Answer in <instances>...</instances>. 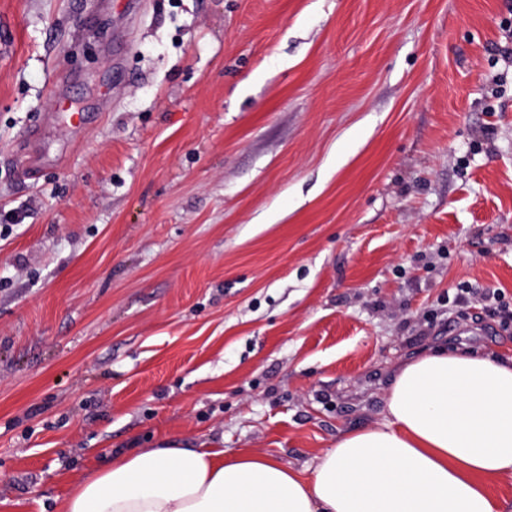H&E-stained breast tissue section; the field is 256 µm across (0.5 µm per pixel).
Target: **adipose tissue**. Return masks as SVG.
Listing matches in <instances>:
<instances>
[{"label": "adipose tissue", "instance_id": "ef3b65f1", "mask_svg": "<svg viewBox=\"0 0 512 512\" xmlns=\"http://www.w3.org/2000/svg\"><path fill=\"white\" fill-rule=\"evenodd\" d=\"M385 412L306 476L268 455L142 448L81 481L60 512H502L485 481L512 480V359L416 358Z\"/></svg>", "mask_w": 512, "mask_h": 512}]
</instances>
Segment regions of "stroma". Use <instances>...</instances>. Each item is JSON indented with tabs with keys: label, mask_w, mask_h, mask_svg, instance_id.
<instances>
[{
	"label": "stroma",
	"mask_w": 512,
	"mask_h": 512,
	"mask_svg": "<svg viewBox=\"0 0 512 512\" xmlns=\"http://www.w3.org/2000/svg\"><path fill=\"white\" fill-rule=\"evenodd\" d=\"M484 291L512 0H0V512L172 443L308 472L405 362L512 358Z\"/></svg>",
	"instance_id": "stroma-1"
}]
</instances>
